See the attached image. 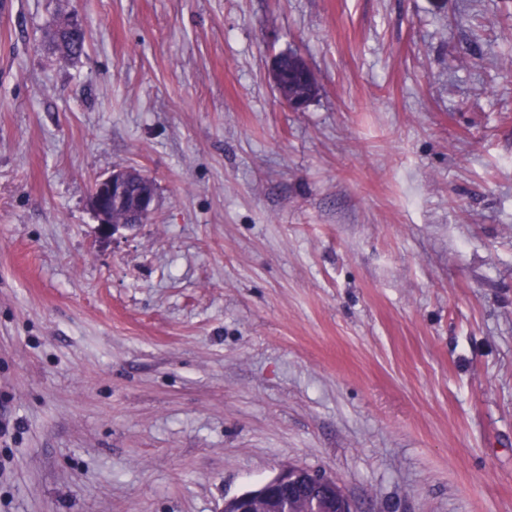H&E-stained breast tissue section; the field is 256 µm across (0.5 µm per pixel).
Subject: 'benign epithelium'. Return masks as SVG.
Wrapping results in <instances>:
<instances>
[{"label":"benign epithelium","mask_w":512,"mask_h":512,"mask_svg":"<svg viewBox=\"0 0 512 512\" xmlns=\"http://www.w3.org/2000/svg\"><path fill=\"white\" fill-rule=\"evenodd\" d=\"M271 77L283 104L294 111L305 107L308 97L281 86L276 59L272 63ZM145 180L147 176L137 168L120 167L95 181L89 206L105 229L115 232L123 227V223L113 220L112 208L126 201L130 183ZM298 496L305 500L307 512H353L350 500L336 479L298 465L281 469L255 490L224 500L222 512H291V501Z\"/></svg>","instance_id":"1"}]
</instances>
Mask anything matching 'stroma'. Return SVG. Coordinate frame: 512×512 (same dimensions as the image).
Listing matches in <instances>:
<instances>
[{
	"label": "stroma",
	"instance_id": "35a3bbf8",
	"mask_svg": "<svg viewBox=\"0 0 512 512\" xmlns=\"http://www.w3.org/2000/svg\"><path fill=\"white\" fill-rule=\"evenodd\" d=\"M127 166L156 212L109 236ZM288 465L512 512V0H11L0 512H221ZM62 18L58 20L55 28L50 33L49 44L52 49L58 52L63 58L78 57L82 55L85 50L83 31L80 30L75 36H67V34L61 30ZM271 77L272 80L276 86V89L279 93L281 102L288 106V108L299 111L305 107L307 102L309 101V98L299 94V93H292L289 92L288 89L283 88L280 83V75H279V64H278V58L276 57L273 60L272 67H271ZM147 178L135 167H120L97 179L89 197V206L97 217L99 224H102L106 230H112V234H114L121 227L142 224L139 218L144 221L145 217L152 215L156 203L155 192L143 195L138 201L134 202L138 208V221L135 224L116 223L112 219L114 214L117 213L123 220H126L124 211L112 212L113 205H120L126 201V191L131 182L149 181Z\"/></svg>",
	"mask_w": 512,
	"mask_h": 512
}]
</instances>
